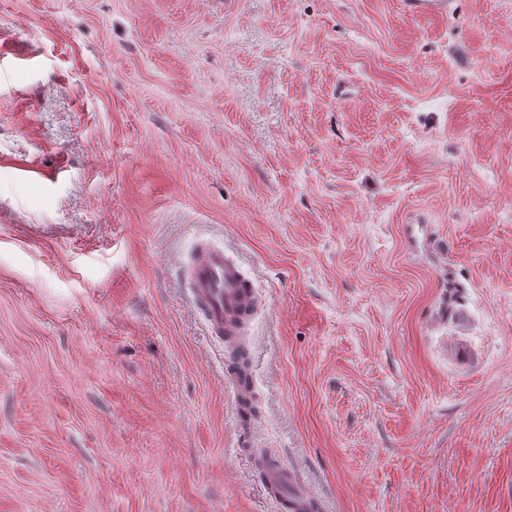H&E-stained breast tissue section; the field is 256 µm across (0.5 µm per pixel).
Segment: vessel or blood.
Masks as SVG:
<instances>
[{"instance_id":"b4317fda","label":"vessel or blood","mask_w":512,"mask_h":512,"mask_svg":"<svg viewBox=\"0 0 512 512\" xmlns=\"http://www.w3.org/2000/svg\"><path fill=\"white\" fill-rule=\"evenodd\" d=\"M190 297L202 311L211 330L232 351L243 348L244 331L257 301L250 283L223 248L199 242L190 260ZM266 474V486L281 512H310L315 498L304 490H289L295 477L271 458L259 462Z\"/></svg>"}]
</instances>
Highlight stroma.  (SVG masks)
<instances>
[{
    "mask_svg": "<svg viewBox=\"0 0 512 512\" xmlns=\"http://www.w3.org/2000/svg\"><path fill=\"white\" fill-rule=\"evenodd\" d=\"M446 2L0 0V512H512V0ZM188 275L191 300L214 336L232 352L247 351L243 336L257 301L239 266L223 248L201 241L191 257ZM259 465L265 471L269 494L282 512H311L312 505L319 504L313 495L304 490L297 489L288 497V482L295 483V476L287 468L270 457L261 459Z\"/></svg>",
    "mask_w": 512,
    "mask_h": 512,
    "instance_id": "obj_1",
    "label": "stroma"
}]
</instances>
